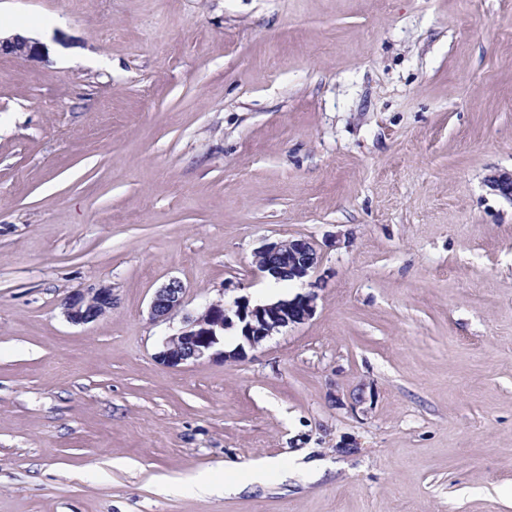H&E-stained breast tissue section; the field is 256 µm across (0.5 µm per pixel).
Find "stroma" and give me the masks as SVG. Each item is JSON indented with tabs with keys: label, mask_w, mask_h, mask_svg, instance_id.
<instances>
[{
	"label": "stroma",
	"mask_w": 512,
	"mask_h": 512,
	"mask_svg": "<svg viewBox=\"0 0 512 512\" xmlns=\"http://www.w3.org/2000/svg\"><path fill=\"white\" fill-rule=\"evenodd\" d=\"M0 512H512V0H0ZM303 237L304 324L156 355ZM178 314L149 305L170 279ZM107 284L87 325L70 295ZM284 471L225 490L230 466ZM207 475L212 486L181 490ZM39 50V43L32 41L28 37L19 34L4 38L0 36V53L22 59L37 55ZM257 272L269 279H302L319 264L314 245L305 238H288L263 245L254 253ZM185 286L177 279H170L155 291L150 304L152 320L166 321L182 306ZM112 310V288L101 285L85 294L68 297L62 313L73 324H89L99 320Z\"/></svg>",
	"instance_id": "obj_1"
}]
</instances>
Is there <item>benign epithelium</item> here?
I'll return each instance as SVG.
<instances>
[{
	"instance_id": "1",
	"label": "benign epithelium",
	"mask_w": 512,
	"mask_h": 512,
	"mask_svg": "<svg viewBox=\"0 0 512 512\" xmlns=\"http://www.w3.org/2000/svg\"><path fill=\"white\" fill-rule=\"evenodd\" d=\"M39 43L15 34L0 37V53L29 58L39 53ZM489 183L501 194L512 198V173L494 174ZM257 272L269 279H302L319 264L314 245L305 238H288L263 245L254 253ZM185 286L171 279L155 291L150 315L155 321L170 319L182 306ZM316 295H296L268 303H250L246 297L210 304L198 316H186L183 327L164 339L157 359L165 366L177 367L206 360L242 361L247 351L260 346L270 336L289 325L309 321L315 313ZM112 310V288L101 285L85 294L71 296L63 303L62 313L73 324H89ZM238 332L236 347L224 349V331Z\"/></svg>"
}]
</instances>
